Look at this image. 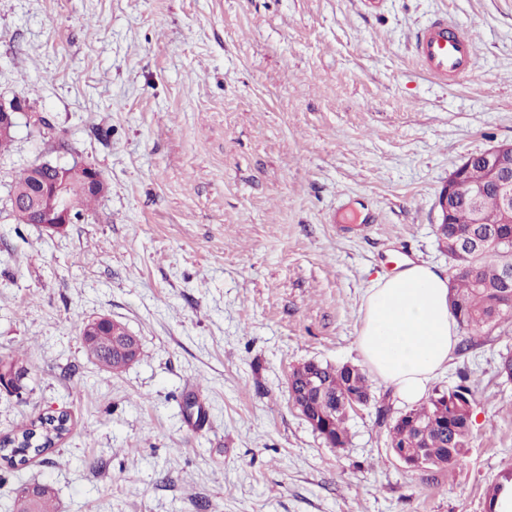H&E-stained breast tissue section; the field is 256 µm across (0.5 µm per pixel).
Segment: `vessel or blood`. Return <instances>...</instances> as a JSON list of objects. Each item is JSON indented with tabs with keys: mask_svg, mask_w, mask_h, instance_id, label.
<instances>
[{
	"mask_svg": "<svg viewBox=\"0 0 512 512\" xmlns=\"http://www.w3.org/2000/svg\"><path fill=\"white\" fill-rule=\"evenodd\" d=\"M414 55L422 70L440 81H456L475 69L476 52L471 39L458 32L454 21L445 16L417 31Z\"/></svg>",
	"mask_w": 512,
	"mask_h": 512,
	"instance_id": "b4317fda",
	"label": "vessel or blood"
}]
</instances>
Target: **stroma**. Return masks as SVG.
I'll return each instance as SVG.
<instances>
[{"mask_svg":"<svg viewBox=\"0 0 512 512\" xmlns=\"http://www.w3.org/2000/svg\"><path fill=\"white\" fill-rule=\"evenodd\" d=\"M473 35L472 75L426 76L411 40L438 15ZM25 99L0 154V438L48 409L70 431L0 463V512L50 484L58 512H487L512 468V334L455 356L477 390L472 450L407 469L371 384L344 447L288 400L292 367L361 365L366 289L410 259L448 271L437 199L464 159L512 141V0H0V98ZM37 160L96 167L95 210L51 233L15 223ZM138 336L113 374L80 328Z\"/></svg>","mask_w":512,"mask_h":512,"instance_id":"1","label":"stroma"}]
</instances>
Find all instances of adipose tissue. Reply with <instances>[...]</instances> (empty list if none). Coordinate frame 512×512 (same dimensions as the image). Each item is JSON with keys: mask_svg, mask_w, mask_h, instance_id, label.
<instances>
[{"mask_svg": "<svg viewBox=\"0 0 512 512\" xmlns=\"http://www.w3.org/2000/svg\"><path fill=\"white\" fill-rule=\"evenodd\" d=\"M361 312L356 346L371 374L403 403L423 401L458 343L447 276L407 262L396 274L372 280Z\"/></svg>", "mask_w": 512, "mask_h": 512, "instance_id": "obj_1", "label": "adipose tissue"}]
</instances>
